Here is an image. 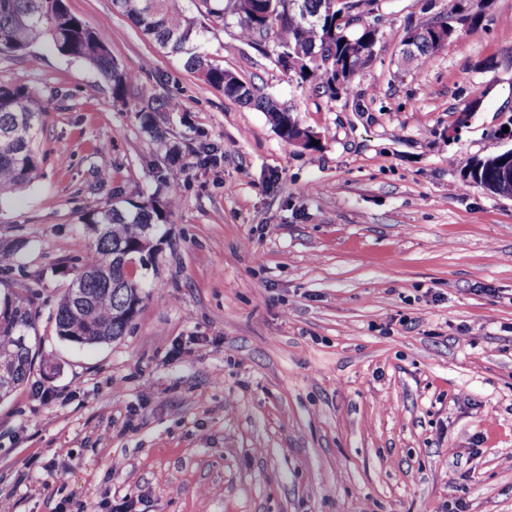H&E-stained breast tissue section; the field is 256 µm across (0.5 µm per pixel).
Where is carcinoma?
Instances as JSON below:
<instances>
[{
    "instance_id": "obj_1",
    "label": "carcinoma",
    "mask_w": 512,
    "mask_h": 512,
    "mask_svg": "<svg viewBox=\"0 0 512 512\" xmlns=\"http://www.w3.org/2000/svg\"><path fill=\"white\" fill-rule=\"evenodd\" d=\"M182 0H112L115 12L129 18L148 38L183 61L186 70L224 91V96L266 113L285 141L300 134L292 109L277 98L243 82L233 72L214 62L205 50L206 28L181 5ZM199 16L224 27L236 28L237 37L251 45L271 43L267 56L276 66L288 69V51L300 49L306 57L296 76L322 88L334 97L336 62L356 75L370 61L379 42L371 27L343 32L336 14L360 5V0H299L300 13L313 18L306 23L287 10V0H189ZM435 19H425L407 29L415 56L424 59L436 52L431 42ZM48 45L58 54L88 64L112 90L115 102H126L129 87L140 66L113 59L99 30L72 15L64 0H0V54L24 56ZM50 100L28 86H0V197L24 188L44 175L49 156L42 146L43 118ZM181 102L151 95L137 110L141 129L165 148L164 167L157 175L160 185H174L183 177L190 160L167 144L158 125L159 112H178ZM512 167L507 150L462 165L465 177L483 190L499 196L512 194V185L498 181L501 167ZM176 206L175 197L165 200L154 192L136 198L119 192L102 203L91 198L84 204L80 221L93 227L95 239L81 265L74 270L50 314L56 335L75 336L92 345L119 338L131 328L143 302L144 285L129 271V265L159 251L166 238L165 227ZM16 247L0 246V354L14 360L12 387L27 382L36 361H45L37 330L36 305L43 274L38 273L20 290L9 285L16 260Z\"/></svg>"
}]
</instances>
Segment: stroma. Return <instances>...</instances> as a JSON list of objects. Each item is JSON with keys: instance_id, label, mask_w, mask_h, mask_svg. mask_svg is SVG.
Listing matches in <instances>:
<instances>
[{"instance_id": "35a3bbf8", "label": "stroma", "mask_w": 512, "mask_h": 512, "mask_svg": "<svg viewBox=\"0 0 512 512\" xmlns=\"http://www.w3.org/2000/svg\"><path fill=\"white\" fill-rule=\"evenodd\" d=\"M112 56L145 63L125 104L85 63L0 55V85L50 98L56 162L0 199L20 286L45 278L52 366L0 401V498L14 512H512V198L456 158L512 149V0H380L374 59L330 97L210 24L218 64L290 106L315 148L225 97L112 0H66ZM478 27L398 73L419 18ZM192 165L162 155L135 112ZM173 195L168 238L133 274L120 339H60L49 311L93 241L85 199ZM181 109L182 104L178 100L149 95L145 104L136 111L141 129L166 149L164 167L156 176L159 185L177 184L191 164L189 158L182 155L175 146H168L166 132L156 121V114L159 112H179Z\"/></svg>"}]
</instances>
